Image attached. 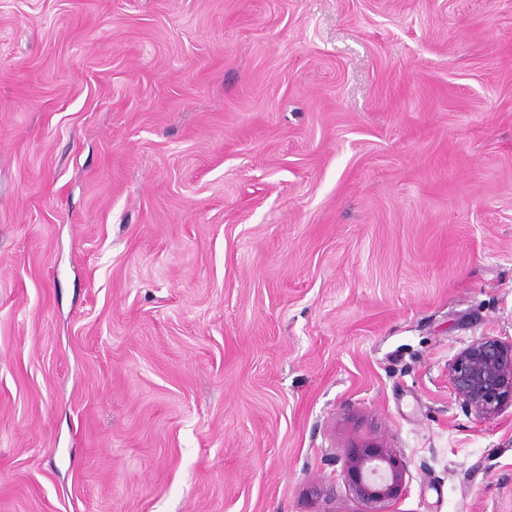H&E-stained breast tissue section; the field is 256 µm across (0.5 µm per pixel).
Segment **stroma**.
<instances>
[{"label": "stroma", "mask_w": 512, "mask_h": 512, "mask_svg": "<svg viewBox=\"0 0 512 512\" xmlns=\"http://www.w3.org/2000/svg\"><path fill=\"white\" fill-rule=\"evenodd\" d=\"M512 0H0V512H512ZM448 382L465 411L489 419L512 405V341L485 337L459 350ZM340 476L361 504V512H394L390 509L409 487L405 461L393 448L383 445L349 448Z\"/></svg>", "instance_id": "stroma-1"}]
</instances>
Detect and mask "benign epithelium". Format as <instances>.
<instances>
[{
  "label": "benign epithelium",
  "mask_w": 512,
  "mask_h": 512,
  "mask_svg": "<svg viewBox=\"0 0 512 512\" xmlns=\"http://www.w3.org/2000/svg\"><path fill=\"white\" fill-rule=\"evenodd\" d=\"M448 382L465 411L489 419L512 405V341L485 337L459 350ZM341 476L361 512H392L408 492L405 461L383 445L348 449Z\"/></svg>",
  "instance_id": "1"
}]
</instances>
